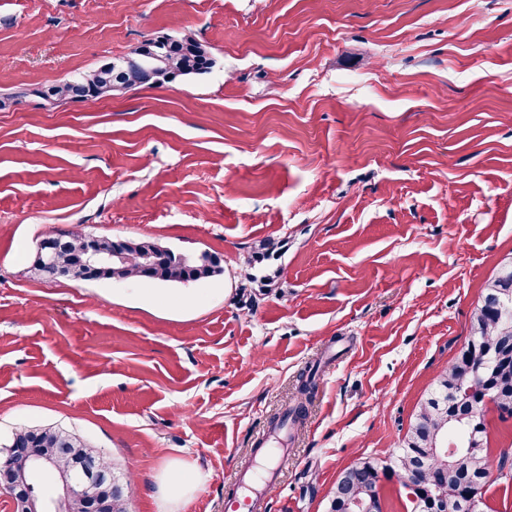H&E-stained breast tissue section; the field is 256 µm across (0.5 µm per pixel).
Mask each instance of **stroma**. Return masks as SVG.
<instances>
[{
    "label": "stroma",
    "mask_w": 512,
    "mask_h": 512,
    "mask_svg": "<svg viewBox=\"0 0 512 512\" xmlns=\"http://www.w3.org/2000/svg\"><path fill=\"white\" fill-rule=\"evenodd\" d=\"M187 32L211 73L0 108V443L82 437L136 480L128 512L187 462L177 512H227L311 374L264 512H328L343 469L397 454L512 260V0H0V94ZM55 228L224 272L49 281Z\"/></svg>",
    "instance_id": "1"
}]
</instances>
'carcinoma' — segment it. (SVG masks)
Here are the masks:
<instances>
[{
    "label": "carcinoma",
    "mask_w": 512,
    "mask_h": 512,
    "mask_svg": "<svg viewBox=\"0 0 512 512\" xmlns=\"http://www.w3.org/2000/svg\"><path fill=\"white\" fill-rule=\"evenodd\" d=\"M139 64L126 67L108 62L89 73L77 75L47 89L19 86L0 97V106L35 95L55 106L105 95L117 84L124 90L164 85L178 78L211 72L215 60L191 34L180 39L150 38L134 50ZM164 58L162 69L151 66L153 56ZM50 263L34 261L45 278L53 280L67 272L74 281H136L185 283L222 273L217 258L207 252L188 258L153 241H124L125 259L91 274L84 267L86 243L77 237L59 236ZM512 299V261L503 264L491 280L475 310L470 336L452 362L435 377L433 387L421 403L401 451L390 462L362 460L344 469L332 490L329 512H349L352 503L365 512H382L381 482L397 480L418 485L413 491L412 512H426L430 502L438 512H481L482 490L493 473L512 475V456L504 452L498 461L488 455L486 415L493 408L501 419L512 418V308L501 309L504 298ZM9 447L33 448L56 455L61 472L92 467L108 473L105 457L82 438L54 427L16 429ZM453 449L452 473L439 469L435 453Z\"/></svg>",
    "instance_id": "1"
}]
</instances>
